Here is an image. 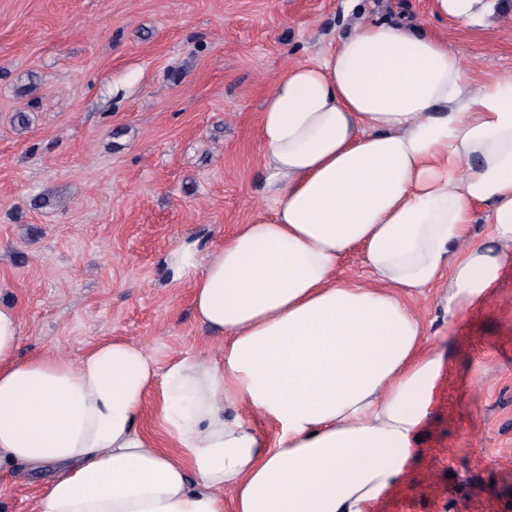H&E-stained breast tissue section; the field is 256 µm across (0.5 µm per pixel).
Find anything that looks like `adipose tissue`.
I'll use <instances>...</instances> for the list:
<instances>
[{
  "instance_id": "1",
  "label": "adipose tissue",
  "mask_w": 512,
  "mask_h": 512,
  "mask_svg": "<svg viewBox=\"0 0 512 512\" xmlns=\"http://www.w3.org/2000/svg\"><path fill=\"white\" fill-rule=\"evenodd\" d=\"M259 141L268 214L174 255L218 358L112 340L21 359L0 304V461L56 470L33 512H368L404 473L445 367L406 300L444 281L453 315L499 276L470 228L486 207L512 243V78L363 15L278 75ZM355 249L369 277L337 279ZM152 391L165 446L137 427Z\"/></svg>"
}]
</instances>
